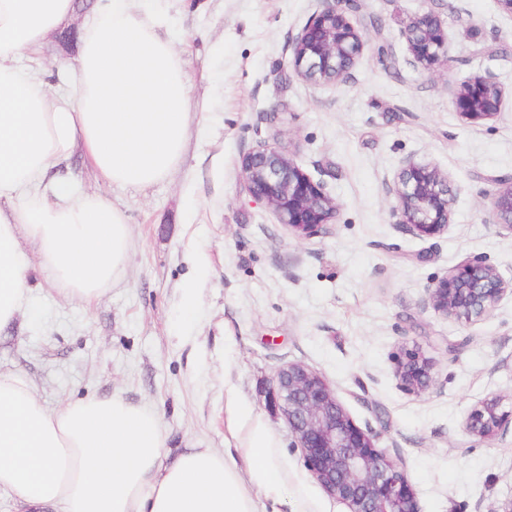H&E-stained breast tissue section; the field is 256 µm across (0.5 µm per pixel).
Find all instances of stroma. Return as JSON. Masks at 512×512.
I'll return each mask as SVG.
<instances>
[{
  "label": "stroma",
  "mask_w": 512,
  "mask_h": 512,
  "mask_svg": "<svg viewBox=\"0 0 512 512\" xmlns=\"http://www.w3.org/2000/svg\"><path fill=\"white\" fill-rule=\"evenodd\" d=\"M97 0H77L70 29L51 33L31 66L55 87L73 63ZM161 14L193 79L192 132L180 168L143 190L97 179L74 152L62 177L125 210L127 271L92 307L40 275L17 322L0 330V370L30 381L52 409L121 395L156 411L170 453L223 452L229 410L251 409L275 435L288 489L274 512H346L303 464L270 390L280 366L321 374L361 428L406 469L420 512H499L512 499V433L479 442L462 431L490 393L512 395V299L467 325L434 311L426 286L469 256L512 277V234L487 198L512 177V105L493 121L461 120L451 90L494 76L512 89V14L496 0H358L367 39L348 83L318 86L290 64V43L322 0H145ZM439 17L447 61L413 63L401 36ZM278 144L339 204L327 233L296 239L244 189L242 155ZM448 173L447 232L419 238L398 225L390 191L407 158ZM416 350L434 364L425 393L396 366Z\"/></svg>",
  "instance_id": "obj_1"
}]
</instances>
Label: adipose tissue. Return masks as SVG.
<instances>
[{
  "label": "adipose tissue",
  "instance_id": "1",
  "mask_svg": "<svg viewBox=\"0 0 512 512\" xmlns=\"http://www.w3.org/2000/svg\"><path fill=\"white\" fill-rule=\"evenodd\" d=\"M74 12V0H0V328L27 307L31 270L89 306L128 266L124 211L50 179L53 169L78 148L102 181L144 189L178 167L189 140L191 78L164 18L135 0H99L86 16L65 93L21 66ZM231 416L248 424L243 471L229 449L167 460L147 407L113 395L51 410L0 371V490L34 512H262L251 487L277 493L288 473L265 425L242 407Z\"/></svg>",
  "mask_w": 512,
  "mask_h": 512
}]
</instances>
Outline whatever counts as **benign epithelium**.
<instances>
[{"instance_id":"1","label":"benign epithelium","mask_w":512,"mask_h":512,"mask_svg":"<svg viewBox=\"0 0 512 512\" xmlns=\"http://www.w3.org/2000/svg\"><path fill=\"white\" fill-rule=\"evenodd\" d=\"M353 0H331L314 13L291 43V63L302 78L322 85L347 83L366 39L349 18ZM416 64L429 69L448 58V34L432 13L413 19L403 30ZM452 102L458 116L480 124L502 112L505 88L490 76L475 75L455 86ZM245 189L264 204L297 238L327 232L338 206L322 182L314 180L277 146L263 143L241 159ZM392 191L398 224L417 237L448 231L453 190L448 175L426 161L408 158L396 173ZM495 225L512 233V179L489 198ZM428 302L446 318L461 324L480 319L502 299L512 296L505 278L480 258L468 257L426 288ZM396 376L407 390L425 393L432 387V364L418 351L399 361ZM273 399L281 407L300 448L304 465L323 491L344 504L347 512H419L405 469L376 445L377 435L352 420L336 398V390L302 363L281 366L273 379ZM512 427V409L504 397L489 395L468 411L462 430L485 441Z\"/></svg>"}]
</instances>
